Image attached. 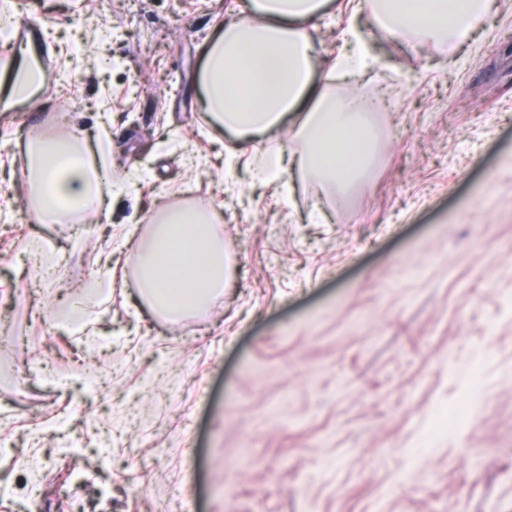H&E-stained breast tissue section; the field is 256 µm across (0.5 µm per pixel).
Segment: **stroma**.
<instances>
[{"instance_id": "35a3bbf8", "label": "stroma", "mask_w": 512, "mask_h": 512, "mask_svg": "<svg viewBox=\"0 0 512 512\" xmlns=\"http://www.w3.org/2000/svg\"><path fill=\"white\" fill-rule=\"evenodd\" d=\"M244 3L0 0L30 29L0 38L5 73L28 46L53 63L52 93L0 102V512H512V0L445 50L332 0L318 70L355 27L370 64L334 89L380 100L383 143L340 206L254 177L294 129L258 143L203 109L205 49ZM34 128L87 134L106 216L42 223ZM200 199L227 214L231 279L173 323L133 255Z\"/></svg>"}]
</instances>
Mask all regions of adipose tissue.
I'll return each instance as SVG.
<instances>
[{
	"mask_svg": "<svg viewBox=\"0 0 512 512\" xmlns=\"http://www.w3.org/2000/svg\"><path fill=\"white\" fill-rule=\"evenodd\" d=\"M327 0H248L241 16L205 50L200 78L203 106L213 123L239 138L261 140L297 122L301 149L260 156L257 173L277 179L286 167L314 182L329 201L343 202L360 183L379 142L368 121L371 100L336 93L315 79L310 37ZM495 0H371L378 26L408 43L455 44L491 16ZM81 132L55 138L30 131L23 170L42 220L58 224L73 213L106 211L108 172L87 160ZM206 200L168 210L151 243L133 258L141 299L176 321L223 297L230 263Z\"/></svg>",
	"mask_w": 512,
	"mask_h": 512,
	"instance_id": "ef3b65f1",
	"label": "adipose tissue"
}]
</instances>
